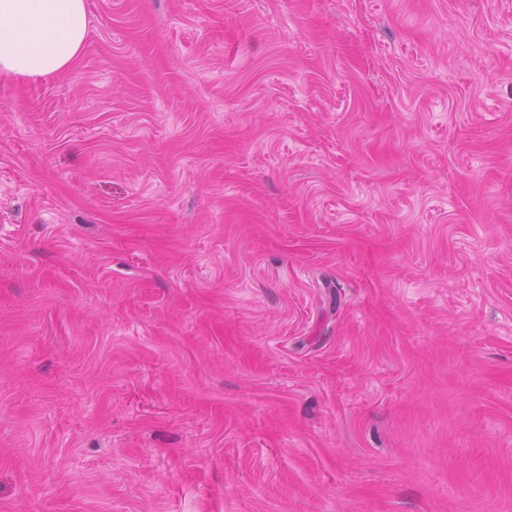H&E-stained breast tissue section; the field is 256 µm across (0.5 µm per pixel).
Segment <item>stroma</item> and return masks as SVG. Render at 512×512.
I'll list each match as a JSON object with an SVG mask.
<instances>
[{
  "mask_svg": "<svg viewBox=\"0 0 512 512\" xmlns=\"http://www.w3.org/2000/svg\"><path fill=\"white\" fill-rule=\"evenodd\" d=\"M0 73V512H512V0H86Z\"/></svg>",
  "mask_w": 512,
  "mask_h": 512,
  "instance_id": "obj_1",
  "label": "stroma"
}]
</instances>
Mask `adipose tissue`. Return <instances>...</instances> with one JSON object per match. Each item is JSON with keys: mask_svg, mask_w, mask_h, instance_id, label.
Listing matches in <instances>:
<instances>
[{"mask_svg": "<svg viewBox=\"0 0 512 512\" xmlns=\"http://www.w3.org/2000/svg\"><path fill=\"white\" fill-rule=\"evenodd\" d=\"M86 0H0V72L50 77L81 56Z\"/></svg>", "mask_w": 512, "mask_h": 512, "instance_id": "adipose-tissue-1", "label": "adipose tissue"}]
</instances>
